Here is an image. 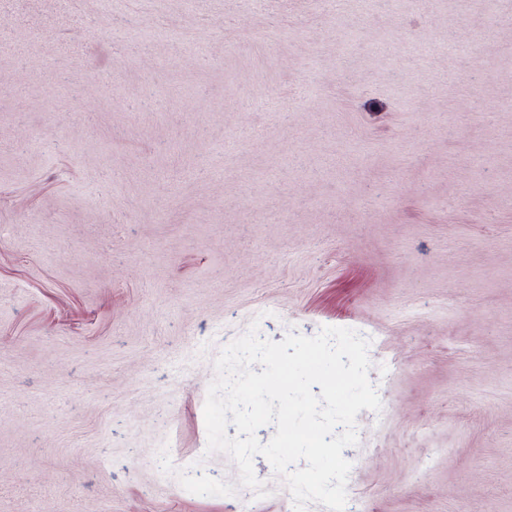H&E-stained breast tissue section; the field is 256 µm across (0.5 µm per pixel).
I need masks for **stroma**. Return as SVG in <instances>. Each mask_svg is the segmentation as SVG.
<instances>
[{"instance_id":"35a3bbf8","label":"stroma","mask_w":512,"mask_h":512,"mask_svg":"<svg viewBox=\"0 0 512 512\" xmlns=\"http://www.w3.org/2000/svg\"><path fill=\"white\" fill-rule=\"evenodd\" d=\"M253 326L368 339L348 499L512 512V0H0V512H294Z\"/></svg>"}]
</instances>
